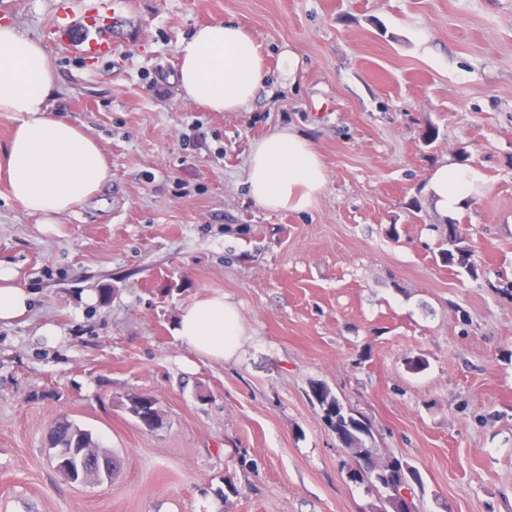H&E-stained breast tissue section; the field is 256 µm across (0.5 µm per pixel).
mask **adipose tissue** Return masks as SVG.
Returning <instances> with one entry per match:
<instances>
[{"mask_svg":"<svg viewBox=\"0 0 512 512\" xmlns=\"http://www.w3.org/2000/svg\"><path fill=\"white\" fill-rule=\"evenodd\" d=\"M178 79L185 98L211 111L244 110L266 79L261 47L236 23L204 25L179 48ZM54 85L53 65L42 44L0 20V112L19 116L5 151L11 195L46 225L74 211L109 177L98 143L51 112ZM326 182L321 155L301 134L274 130L251 151L246 184L265 210L308 211ZM484 185L479 168L451 162L431 172L427 190L438 211L452 216ZM29 303L15 272L0 268V322L24 316ZM243 334L237 306L220 293L198 295L183 306L174 330L188 368L238 358Z\"/></svg>","mask_w":512,"mask_h":512,"instance_id":"ef3b65f1","label":"adipose tissue"}]
</instances>
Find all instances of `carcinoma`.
Masks as SVG:
<instances>
[{
    "label": "carcinoma",
    "mask_w": 512,
    "mask_h": 512,
    "mask_svg": "<svg viewBox=\"0 0 512 512\" xmlns=\"http://www.w3.org/2000/svg\"><path fill=\"white\" fill-rule=\"evenodd\" d=\"M457 224L448 223L435 226L440 233L437 251L438 260L449 267H460L474 275L477 265L473 261L471 250L464 246L462 233L455 232ZM309 399L320 410L321 417L337 441L346 448L351 461L343 464L348 472L347 481L362 485L367 493L375 496L376 504L370 512H392L395 501L389 493L393 486L421 484L419 471L408 461L392 458L389 467L375 469L363 467L352 469V463L360 462L378 454L370 424L347 409L332 390L323 382L313 381L309 386ZM126 408L139 418L140 423L149 431L153 430L149 422L150 413L157 410L156 405L140 400V395L132 394L127 398ZM52 440L65 448H83L96 442L91 432L68 420L57 421L52 429Z\"/></svg>",
    "instance_id": "carcinoma-1"
}]
</instances>
